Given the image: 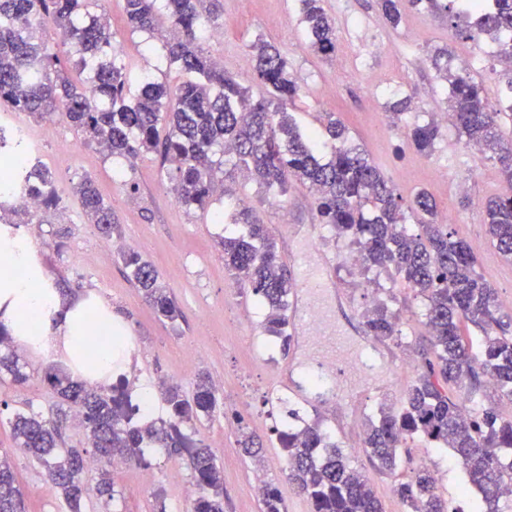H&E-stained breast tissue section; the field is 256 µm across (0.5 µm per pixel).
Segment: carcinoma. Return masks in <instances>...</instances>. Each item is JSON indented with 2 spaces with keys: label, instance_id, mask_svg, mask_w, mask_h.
<instances>
[{
  "label": "carcinoma",
  "instance_id": "carcinoma-1",
  "mask_svg": "<svg viewBox=\"0 0 512 512\" xmlns=\"http://www.w3.org/2000/svg\"><path fill=\"white\" fill-rule=\"evenodd\" d=\"M99 0H0V112H26L37 119L59 116L74 130L95 141L105 156L129 164L144 153H158L167 166L166 178L186 210H204L215 202V185L224 182V166L248 173L265 193L281 199L290 180L316 188L321 223L338 237L356 244L362 267H392L425 301L423 316L430 333V356L424 370L397 405L380 404L378 416L367 424L364 448L380 471L392 473L409 440L418 438L433 448H448L479 494L477 512H500L502 498L512 496V419L493 407L470 413L448 391L472 393L485 377L495 392L512 401V336L497 307L496 292L475 271L468 246L454 238L446 224L429 221L435 204L429 194L406 200L390 179L357 146H347L346 129L328 117L325 130L344 146L330 159L316 155L312 138L300 131L288 112L300 85L288 60L261 39L250 45L255 79L267 95L255 98L250 89L224 73L204 48L207 21L200 0H124V20L133 32L153 33L164 11L173 35L164 44L166 58L187 79L174 88L142 77L131 91L123 50L115 43L112 25L91 13ZM299 23L310 47L325 59L336 55V24L323 0H299ZM425 6L448 14L456 35L475 45L498 44L497 55L512 60V0H494L493 8L476 11L469 0H378L383 19L396 27L406 6ZM75 48L73 67L89 77L75 84L56 51L43 38L48 26ZM448 50L437 49L432 64L448 84L447 117L466 142L490 155L512 188V143L499 134V119H512V103L504 111L488 104L482 84L470 72L453 73L441 60ZM168 124L161 139L158 127ZM409 144L428 152L439 136V125L415 121L405 126ZM0 187L12 186L55 204L52 176L29 158L25 140L0 127ZM84 217L110 240L120 233L112 208L86 177L76 187ZM231 223L243 232L220 239L224 269L241 288L257 297L264 309L263 335L286 350L288 309L296 288L291 272L279 262L276 239L256 211L224 199ZM485 221L497 250L512 257V192L489 199ZM422 232L414 233L410 219ZM133 284L143 292L156 317L176 322L180 310L161 281L156 266L136 251L119 253ZM365 332L379 341L402 335L396 313L387 303L373 304L365 314ZM473 326L480 343L467 337ZM23 383L28 374L11 354H0V374ZM44 380L60 399L57 415L74 413L87 431L88 447L65 448L60 419L30 409L9 418L15 448L31 456L46 472L51 488L68 512H82L88 494L82 475L98 465L94 488L107 508L117 490L112 464L100 458L145 463V449L163 448L186 454L191 473L192 512H224V476L211 449L197 438L196 423L221 413L218 391L200 375L191 396L179 386L163 388L168 419L133 422L138 409L122 386L112 393L72 381L62 372ZM295 423L277 431L284 451L288 482L306 498L312 512H383L371 479L352 466L343 449L323 432L319 421L308 422L290 413ZM409 512H454L439 493L434 475L419 469L395 485ZM0 512H25L23 494L10 462L0 458ZM262 512H287L274 486H267Z\"/></svg>",
  "mask_w": 512,
  "mask_h": 512
}]
</instances>
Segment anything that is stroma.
Masks as SVG:
<instances>
[{"instance_id": "obj_1", "label": "stroma", "mask_w": 512, "mask_h": 512, "mask_svg": "<svg viewBox=\"0 0 512 512\" xmlns=\"http://www.w3.org/2000/svg\"><path fill=\"white\" fill-rule=\"evenodd\" d=\"M324 6L336 21L335 58L323 59L309 49L299 24V0H251L246 7L240 0H219L224 38L206 42L205 48L258 98L265 89L254 80L255 61L248 45L258 38L275 43L300 85L289 111L303 131L318 135L319 156L327 159L334 151L333 142L321 136L323 115L332 112L346 126L350 141L404 197L423 190L435 198L437 218L455 213L450 230L469 245L477 258V273L495 288L502 313L512 316V258L494 247L482 210L475 205L476 200L505 193L498 164L467 144L452 126H443L432 152L421 153L384 119L389 102L399 93L412 96L420 119L447 111L445 85L430 57L444 46L449 62H456L472 52L471 43L456 36L447 15L426 9L407 12L401 25L393 28L381 18L377 0H324ZM102 7L134 75L172 86L182 81V73L168 64L162 48L169 35L166 18L158 19L153 34L132 36L125 28L123 0H103ZM0 125L28 130L33 158L54 176L56 207L47 224L29 233L46 271L64 290L87 289L110 301L131 330L134 346L122 381L132 399L149 389L154 398L150 417L156 420L167 415L158 379L187 393L202 373L219 384L223 412L201 421L197 429L224 470V512H261V498L253 486L258 473L279 488L288 512H311L288 482L276 434L292 409L319 420L322 429L345 447L351 464L370 476L385 512H407L394 486L419 468L434 474L451 507L474 512L478 495L448 449L411 441L409 462L387 475L376 473L364 448L358 447L359 435L379 404L399 401L418 376L419 351L427 346L429 333L420 297L393 269L367 274L342 262L353 245L331 236L321 224L308 187L292 183L281 203L264 199L256 183L242 174L224 182L235 198L256 207L275 235L279 252H291L296 260L331 262V278L342 296L340 309L353 333L347 338V375L338 380L326 369L320 384L313 380L316 358L308 332H295L287 351L274 349L261 332L262 312L255 299L233 287L218 238L236 232V225L215 223L210 208L186 212L162 174L158 156L145 154L132 165L112 162L59 118L41 121L10 112L0 115ZM65 142L73 143L71 152L61 151ZM86 175L95 178L111 205L122 227V241L158 268L181 309L177 322L155 316L110 241L83 217L74 187ZM380 298L391 300L398 312L402 337L397 344L377 341L369 347L362 339L363 314ZM25 366L29 379L24 384L0 377V400L9 404L8 411L0 413V455L12 458L27 512H67L63 501L49 492L42 468L17 451L11 438V410L31 404L47 413L57 402L44 380L45 366L33 360ZM283 370L288 373L284 387L276 381ZM244 431L263 442L262 461L241 454L238 439ZM146 459V464L114 473L117 495L110 512H157L161 504L166 512H191L192 501L183 494L191 476L180 457L151 448Z\"/></svg>"}]
</instances>
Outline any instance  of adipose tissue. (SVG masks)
I'll use <instances>...</instances> for the list:
<instances>
[{
	"label": "adipose tissue",
	"mask_w": 512,
	"mask_h": 512,
	"mask_svg": "<svg viewBox=\"0 0 512 512\" xmlns=\"http://www.w3.org/2000/svg\"><path fill=\"white\" fill-rule=\"evenodd\" d=\"M0 329L21 350L73 379L106 387L133 340L110 302L91 291L62 293L39 249L19 228L0 225Z\"/></svg>",
	"instance_id": "obj_1"
}]
</instances>
